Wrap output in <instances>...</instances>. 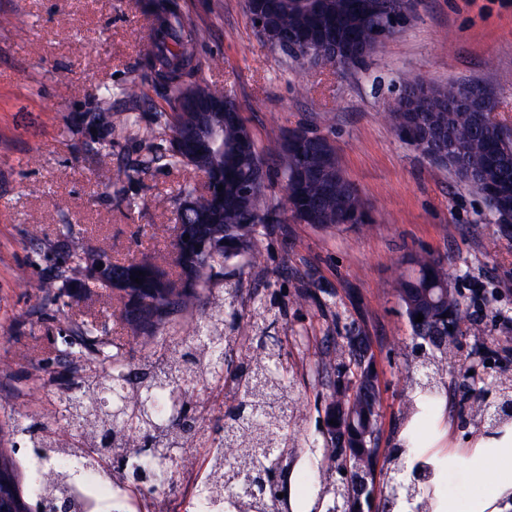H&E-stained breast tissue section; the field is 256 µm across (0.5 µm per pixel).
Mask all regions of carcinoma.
<instances>
[{"label":"carcinoma","mask_w":512,"mask_h":512,"mask_svg":"<svg viewBox=\"0 0 512 512\" xmlns=\"http://www.w3.org/2000/svg\"><path fill=\"white\" fill-rule=\"evenodd\" d=\"M266 2L286 33L325 27L335 30L344 42L355 40L369 47L375 45L373 30L358 23L360 0H323L322 12L317 16L288 7V0ZM161 9L163 14L153 17L151 49L144 71L167 89L171 112H159L155 117L156 127L165 136L173 131L172 113L178 110L184 85L190 84L202 94L212 90L198 77L199 65L194 55V46L204 38V31L186 21L175 0H165ZM422 88L424 85L416 81L408 82L400 94ZM462 88L461 84L446 89L424 88L429 106L436 109L432 117L443 129L442 142L427 148L437 153L452 145L469 167L486 170L492 165L494 169L487 170V177L512 184V134L497 128L495 122H479L471 112L450 114L439 110L442 104L453 102ZM98 120L109 131L126 129L134 123L129 116L109 111L99 113ZM225 141L224 157L206 169L210 178L224 183V196L219 199L201 195L198 200L201 207L219 210L224 220L205 228L215 256L183 258L178 263L182 287H167L159 269L146 261L139 262L137 267L142 273L140 284L130 279V269L118 263L113 268L117 280L99 277L95 274L96 252L89 250L82 236L69 228L63 262L73 269L87 271L88 275L83 280L65 277L59 283H45L41 306L60 309L67 306V299L92 288H113L126 298L122 319L136 334L155 336L160 326L188 305L203 302L199 289L211 280L215 266L241 255L257 258V227L269 223L271 216L262 208L259 194L253 198L251 210L242 211L237 187L250 159L259 160L261 156L255 142L241 143L234 126L225 134ZM158 150L159 159L170 167L189 165L170 138ZM275 153L286 186L294 187L287 195L291 210H317V224L327 228L349 221H368L358 194L338 184L335 193L326 195L318 184L306 180L308 168L294 156H285L284 146L275 148ZM409 264L412 272L398 275L396 292L412 330L413 351L422 375L415 391L422 395L423 409L428 411L443 395L439 365L448 359L450 344L445 316L458 312L460 301L457 291L448 287V270L441 257L419 252L410 257ZM420 314L424 319L417 323L415 318ZM236 325L237 310L232 299L226 307L218 305L209 310L193 327L191 338L180 339V357L167 355V339L163 337L156 342L150 359L134 363L105 324L95 319L77 324L71 330L74 342L58 349L56 359H91L93 363L82 367L78 376L60 378L66 384L61 419L50 425L33 418L17 419L11 428V434L23 436L27 447L48 467L39 497L44 508L49 510L55 500L65 498L74 504L76 512H91V501L75 488V473L54 466L60 459L74 458L92 467L103 462L107 476L115 473L125 480L133 479L137 485H165L168 494L176 496L181 490L168 477L169 468L176 457L203 448L208 468L195 497L206 512H224L226 505L234 512H279L286 498L278 494L288 493V459L295 451L293 411L289 407L293 401V377L280 340L270 335L259 337L255 356L241 359L233 369H228L234 340L231 332ZM344 340L346 350L336 364V375L352 378L353 367L369 344L363 337L346 336ZM228 382L238 394L237 403L212 419L204 413L196 390L204 383L222 388ZM491 392L498 401L512 405V379L500 376L488 383V388H470L463 395ZM227 444L235 445L230 458L224 453ZM324 444L333 448L330 460L342 474L341 480L323 487V494L328 496L326 512H333L336 501H347L356 493L357 474L374 477L375 463L354 454L346 455L330 424L326 425ZM17 452L15 444L5 449L0 441V512L3 506L25 512L28 504L21 493ZM140 453L151 455L155 466L132 468V456ZM432 476L429 464L415 462L397 494L383 499L381 512H394L401 498L414 501L420 512H430L428 500L421 497L420 486Z\"/></svg>","instance_id":"carcinoma-1"}]
</instances>
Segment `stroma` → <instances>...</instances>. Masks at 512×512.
Instances as JSON below:
<instances>
[{
  "label": "stroma",
  "mask_w": 512,
  "mask_h": 512,
  "mask_svg": "<svg viewBox=\"0 0 512 512\" xmlns=\"http://www.w3.org/2000/svg\"><path fill=\"white\" fill-rule=\"evenodd\" d=\"M208 36L196 48L200 77L230 94L267 170L264 203L274 223L256 236L257 260L225 263L205 292L223 302L235 289L239 326L234 358L256 338L280 337L295 371L299 449L290 465L297 512L316 499L308 444L322 438L331 385L321 361L340 334L337 322L366 337L378 371L379 446H394L411 416L416 376L411 328L395 293L409 254L444 258L467 321L443 380L460 395L466 376L482 377L470 354L474 327L512 370V235L490 220L485 199L449 167L403 141L387 119L400 84L444 88L475 80L495 102L492 117L512 127V0H415L395 34L357 68L298 66L261 39L245 0H178ZM0 423L35 416L53 421L49 394L61 330L105 315L128 359L151 346L122 322V295L93 289L58 312H44L41 287L55 275L66 230L113 259H144L175 273V199L198 183L192 168L155 160L154 115L163 89L142 80L151 45L144 0H0ZM110 98H103L104 89ZM131 113L138 127L113 136L112 169L142 171L113 185L100 178L102 109ZM329 139L339 166L369 213L363 226L323 229L289 213L285 180L269 153L289 132ZM169 197L158 205V197ZM116 492L101 512H195L192 499Z\"/></svg>",
  "instance_id": "obj_1"
}]
</instances>
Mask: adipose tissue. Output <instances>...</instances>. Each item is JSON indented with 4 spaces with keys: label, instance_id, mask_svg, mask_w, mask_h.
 I'll return each mask as SVG.
<instances>
[{
    "label": "adipose tissue",
    "instance_id": "adipose-tissue-1",
    "mask_svg": "<svg viewBox=\"0 0 512 512\" xmlns=\"http://www.w3.org/2000/svg\"><path fill=\"white\" fill-rule=\"evenodd\" d=\"M403 447L415 458L431 464L435 473L464 471L472 492L465 498H435L430 512H512V422L483 431L470 447L454 445L448 423L435 416L429 428H421L411 416L400 435Z\"/></svg>",
    "mask_w": 512,
    "mask_h": 512
}]
</instances>
